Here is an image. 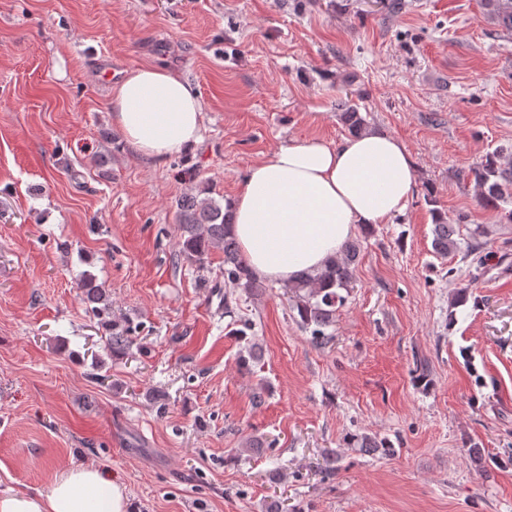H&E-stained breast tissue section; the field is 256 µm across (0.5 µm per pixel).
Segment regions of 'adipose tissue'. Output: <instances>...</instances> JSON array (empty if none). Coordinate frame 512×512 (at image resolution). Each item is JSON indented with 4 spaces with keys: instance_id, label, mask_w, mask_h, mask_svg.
<instances>
[{
    "instance_id": "1",
    "label": "adipose tissue",
    "mask_w": 512,
    "mask_h": 512,
    "mask_svg": "<svg viewBox=\"0 0 512 512\" xmlns=\"http://www.w3.org/2000/svg\"><path fill=\"white\" fill-rule=\"evenodd\" d=\"M127 144L163 161L201 140L203 105L187 79L157 65L130 70L111 92ZM415 186L405 145L379 131L280 146L253 164L228 200L231 234L255 276L286 285L339 255L357 225L401 213ZM122 484L93 464L58 472L47 490L0 491V512H128Z\"/></svg>"
}]
</instances>
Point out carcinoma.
Segmentation results:
<instances>
[{
	"mask_svg": "<svg viewBox=\"0 0 512 512\" xmlns=\"http://www.w3.org/2000/svg\"><path fill=\"white\" fill-rule=\"evenodd\" d=\"M485 15L496 25L512 32V0H481ZM341 120L352 133L365 130V119L347 102L341 103ZM474 179L481 187V203L499 206L512 198V167L501 166L499 154L490 153L473 169ZM177 216L180 226L179 253L187 258L203 261L214 249L224 252V282L255 295L265 289L263 280L249 272L239 246L228 231L231 224L230 210L213 200L199 199L186 195L177 200ZM455 225L447 224L439 213H434L433 253L446 257L465 249L476 256L478 266L485 267L488 258L483 254V226L477 224L468 241L456 238ZM360 244L351 242L344 246L342 254L331 260L321 270L299 276L286 290L293 298V309L297 311L299 323L311 330L315 343L329 342L332 335L326 329L335 322L336 310L347 297L353 282L354 265L358 259ZM348 445L365 452L388 451L385 442L369 435L352 434L347 438Z\"/></svg>",
	"mask_w": 512,
	"mask_h": 512,
	"instance_id": "cac0c4a2",
	"label": "carcinoma"
}]
</instances>
